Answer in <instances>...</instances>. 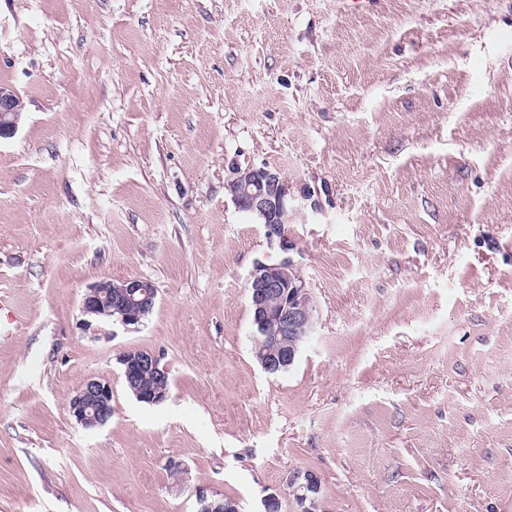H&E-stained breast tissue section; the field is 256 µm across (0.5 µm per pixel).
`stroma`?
<instances>
[{
	"label": "stroma",
	"instance_id": "1",
	"mask_svg": "<svg viewBox=\"0 0 512 512\" xmlns=\"http://www.w3.org/2000/svg\"><path fill=\"white\" fill-rule=\"evenodd\" d=\"M0 512H512V0H0ZM293 194L240 211L237 170ZM287 249H280V237ZM290 257L314 329L253 356L248 286ZM151 281L137 329L80 301ZM155 353L164 403L118 356ZM112 385L84 429L70 399ZM177 461L179 474L168 463ZM24 110L23 99L11 87L0 84V140L17 131ZM227 189L238 209L256 215L262 224H288L290 188L277 171L267 167L239 169ZM120 363L124 366L123 378L125 386L139 402L150 404L149 402L159 398L161 393H165L158 391L160 389L166 390L167 393H169V383L157 382L156 387L158 390H156L153 385H143V381L147 377H152L154 380L168 377L167 371L160 367L159 358L154 353L145 350L130 349L120 356ZM125 377L133 389L127 384ZM133 390L146 401L139 399ZM69 413L85 429L104 426L112 416V385L109 381L89 377L71 399Z\"/></svg>",
	"mask_w": 512,
	"mask_h": 512
}]
</instances>
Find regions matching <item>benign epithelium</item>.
I'll return each mask as SVG.
<instances>
[{"label": "benign epithelium", "mask_w": 512, "mask_h": 512, "mask_svg": "<svg viewBox=\"0 0 512 512\" xmlns=\"http://www.w3.org/2000/svg\"><path fill=\"white\" fill-rule=\"evenodd\" d=\"M24 110L23 99L11 87L0 84V139L12 137ZM236 206L257 216L264 224H286L291 199L288 182L267 167H248L237 171L227 184ZM250 308L256 340L261 346L254 357L269 374L292 366L313 330V304L309 289L289 259L278 263H260L252 273L249 286ZM157 290L148 280L128 279L116 285L101 280L90 285L82 296L81 326L89 330L93 323L118 315L125 327L137 326L142 316L156 304ZM124 375L134 392L152 402L161 392L143 385L147 377H167L159 358L152 352L130 349L120 356ZM69 413L86 429L104 426L112 416V384L89 377L71 399Z\"/></svg>", "instance_id": "obj_1"}]
</instances>
